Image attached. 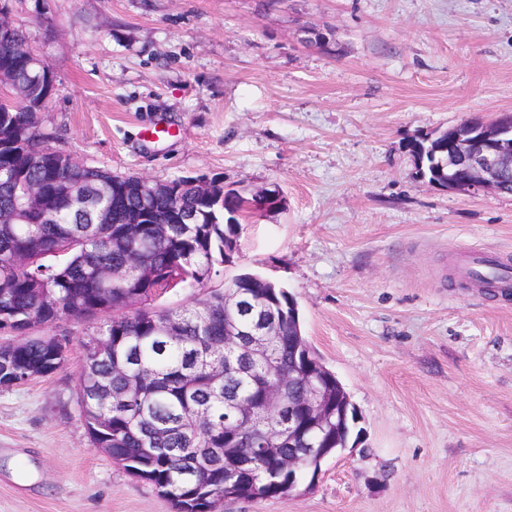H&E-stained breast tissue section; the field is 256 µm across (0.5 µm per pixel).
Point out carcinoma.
I'll use <instances>...</instances> for the list:
<instances>
[{
  "instance_id": "carcinoma-1",
  "label": "carcinoma",
  "mask_w": 512,
  "mask_h": 512,
  "mask_svg": "<svg viewBox=\"0 0 512 512\" xmlns=\"http://www.w3.org/2000/svg\"><path fill=\"white\" fill-rule=\"evenodd\" d=\"M28 42L21 27L0 32V71L12 75L22 90L10 108L0 104V213H16V223L0 224V329L15 333L0 340L9 361L0 365V387L31 377H45L63 366L58 337L32 338L34 324L61 319L45 304L49 294L67 316L88 320L98 307L118 314L104 324L107 346L87 352L82 366L78 407L93 448L112 449L113 462L152 483L176 512H215L226 498L264 499L288 494V469L260 448L269 416L240 419L239 401L257 402L274 384L282 389V407L274 418L288 421V403L300 400L313 385L336 397V379L288 370L301 361L294 329L284 321L272 327L265 352L241 363L224 345V292L180 309H161L155 298L210 280L216 256H224L235 228L224 223V200L207 199L182 186L168 224H138L146 208H164L147 198L135 175L119 176L92 166L72 164L44 145L39 113L55 92V80L35 71L32 59L14 50ZM439 136L425 146L424 169L436 182L447 180L436 165ZM38 184L43 208L19 206L16 186ZM99 182L109 187L94 214L73 205L75 195L93 193ZM119 278H112V274ZM258 304L288 312V291L275 288L262 299L259 290L243 289ZM130 390L125 400L108 399ZM167 448H214L237 454L250 465L229 472L224 466L200 470L189 455Z\"/></svg>"
}]
</instances>
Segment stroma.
<instances>
[{"label":"stroma","mask_w":512,"mask_h":512,"mask_svg":"<svg viewBox=\"0 0 512 512\" xmlns=\"http://www.w3.org/2000/svg\"><path fill=\"white\" fill-rule=\"evenodd\" d=\"M57 90L49 147L118 175L204 176L279 209L239 220L238 274L295 298L359 436L310 490L218 512H512V195L432 186L413 141L512 112V0H9ZM101 320L62 319L50 376L0 387V512H175L91 448L76 395Z\"/></svg>","instance_id":"35a3bbf8"}]
</instances>
